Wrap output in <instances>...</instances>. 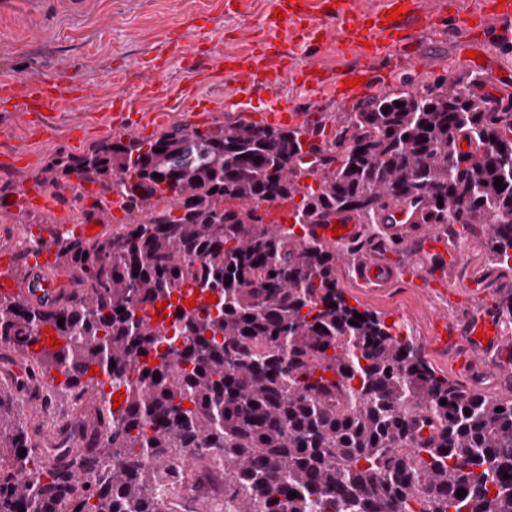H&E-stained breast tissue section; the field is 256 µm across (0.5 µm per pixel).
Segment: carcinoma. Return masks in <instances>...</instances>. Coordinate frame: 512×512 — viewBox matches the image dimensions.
I'll use <instances>...</instances> for the list:
<instances>
[{
	"label": "carcinoma",
	"mask_w": 512,
	"mask_h": 512,
	"mask_svg": "<svg viewBox=\"0 0 512 512\" xmlns=\"http://www.w3.org/2000/svg\"><path fill=\"white\" fill-rule=\"evenodd\" d=\"M479 83L473 73L337 113L315 187L301 183V134L254 122L177 124L52 158L44 185L74 173L120 194L129 222L96 241L52 239L53 266L89 282L76 304L29 299L21 267L0 293V344L43 378L60 372L49 385L69 402L92 366L127 389L119 408L80 421L88 445L34 482L19 474L41 448L23 409L37 383L0 382V512H166L190 448L224 474V512H512V394L458 386L414 338L351 304L338 265L361 249L340 254L258 214L297 198L302 227L343 213L374 224L385 200L419 201L422 223L441 231L453 217L512 278V99L489 112ZM186 286L219 302L176 312L182 343L162 351L165 324L136 313ZM356 313L365 320L349 324ZM43 328L63 344L43 346Z\"/></svg>",
	"instance_id": "cac0c4a2"
}]
</instances>
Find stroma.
Segmentation results:
<instances>
[{
	"label": "stroma",
	"instance_id": "35a3bbf8",
	"mask_svg": "<svg viewBox=\"0 0 512 512\" xmlns=\"http://www.w3.org/2000/svg\"><path fill=\"white\" fill-rule=\"evenodd\" d=\"M214 0H13L0 10V79H37L64 74L98 89L96 106L74 103L62 107V123L48 141L29 138L21 115L0 110V155L20 149L27 164L0 162V246H14L35 234L52 240L58 227L45 213L9 206L10 197L41 185L42 170L57 154L81 156L113 134L103 104L132 91L141 82L138 62L165 50L169 40L192 42L194 23L207 25L217 47L225 52L246 49L247 30L258 28L270 0H252L250 13L234 16L217 11ZM420 51L428 59L418 69L389 67L383 60L369 61L379 71L381 91L397 94L430 88L443 77L482 74L486 92L496 97L512 95V33L487 31L468 34L456 23L419 36ZM482 60H475V53ZM85 126L81 140H73L69 121ZM388 259L396 271L387 288L371 291L346 283L350 303L392 318L402 313L414 323L415 339L425 346V356L441 374L449 368L443 356L428 349L434 331L433 314L455 316L467 306L459 294L454 268L430 269L414 246L394 251Z\"/></svg>",
	"mask_w": 512,
	"mask_h": 512
}]
</instances>
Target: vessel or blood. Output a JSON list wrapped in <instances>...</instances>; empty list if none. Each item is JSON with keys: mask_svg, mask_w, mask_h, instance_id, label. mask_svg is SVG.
Instances as JSON below:
<instances>
[{"mask_svg": "<svg viewBox=\"0 0 512 512\" xmlns=\"http://www.w3.org/2000/svg\"><path fill=\"white\" fill-rule=\"evenodd\" d=\"M272 8L283 9L284 18L264 16L263 28L267 33L265 43H251L245 50L226 53L211 50L203 68L210 73L224 74L223 96L211 99L210 110L223 108L224 104L241 99L250 105L257 88H264L266 96L263 119L271 125H288L293 129L309 131L311 127L325 126L322 114L299 111L282 97V81L288 58L300 57L303 83L313 92L328 94L337 104H345L373 95L378 82L363 67H346L340 70L320 65L309 48L319 39H327L337 49L350 51L356 56L372 59L385 57L407 67L421 61L418 53L408 54L404 44L411 33L437 29L442 20L449 18L460 25H469L471 19L486 27L512 24V0H480L477 7L464 5L456 0L451 10L443 6H429L426 0H373L364 11L358 10L356 0H271ZM400 9L402 17L386 22L388 10ZM264 76V83H257V76ZM363 78V85L344 88L347 79ZM185 89H165L163 104L151 112L142 111L143 94L121 96L120 105L112 111L114 128L129 133H140L142 127L161 124L168 112L182 106L188 98ZM0 101L12 104L15 111L24 113L28 128L51 133L60 121L56 111L63 102L97 104L94 92L79 88L76 81L40 80L15 82L0 81ZM418 211L407 203H387L380 216L379 234L382 239L404 244L427 238L428 249L437 261H445L447 252L437 239L428 235L427 225L418 223ZM336 225L342 227L339 236H331L330 225H309L310 235L318 241L337 249H345L351 242L361 239L364 228L350 215L341 214ZM349 272L362 288H382L393 281L396 272L383 260L373 259L349 265ZM462 288L471 297L463 316L448 322V340L444 352L457 376L470 391L481 392L479 379L489 359L506 357L512 351V332L503 330L499 317L487 303L489 281L480 275L464 281Z\"/></svg>", "mask_w": 512, "mask_h": 512, "instance_id": "b4317fda", "label": "vessel or blood"}]
</instances>
